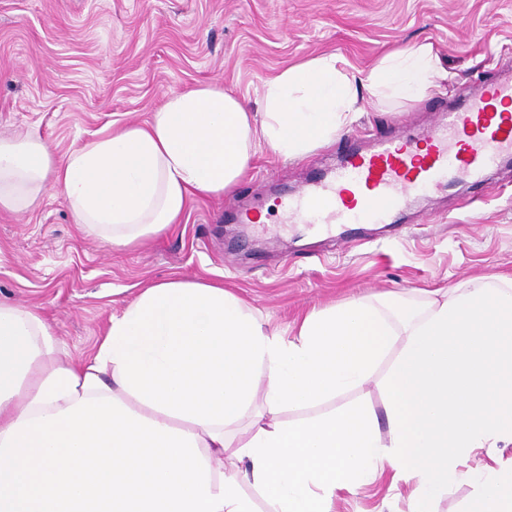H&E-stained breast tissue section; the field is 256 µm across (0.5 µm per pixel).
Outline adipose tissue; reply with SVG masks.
I'll return each mask as SVG.
<instances>
[{"instance_id": "obj_1", "label": "adipose tissue", "mask_w": 512, "mask_h": 512, "mask_svg": "<svg viewBox=\"0 0 512 512\" xmlns=\"http://www.w3.org/2000/svg\"><path fill=\"white\" fill-rule=\"evenodd\" d=\"M429 47L343 72L336 55L285 69L249 111L218 86L166 95L150 120L56 157L42 140L0 139V210L60 195L75 223L128 246L179 223L191 197H220L259 146L292 159L329 144L358 91L425 92ZM42 315L0 302V512H333L336 494L384 474L413 483L408 512L466 480L469 512H512V466L469 467L512 445V278L307 313L293 338L267 329L220 282L170 280L112 315L96 354L58 361ZM391 366L375 372L383 360ZM379 379L367 405L296 423ZM252 418L235 441L230 426Z\"/></svg>"}]
</instances>
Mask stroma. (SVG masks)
Wrapping results in <instances>:
<instances>
[{
	"instance_id": "obj_1",
	"label": "stroma",
	"mask_w": 512,
	"mask_h": 512,
	"mask_svg": "<svg viewBox=\"0 0 512 512\" xmlns=\"http://www.w3.org/2000/svg\"><path fill=\"white\" fill-rule=\"evenodd\" d=\"M430 46L448 78L411 100L363 93L329 146L283 161L258 149L221 198L194 199L182 223L108 248L47 195L0 212V300L39 308L60 360L95 355L112 313L168 280L220 281L264 328L383 293L415 305L434 288L512 277V166L482 183L420 188L391 224L316 233L292 224L284 198L371 138L412 133L435 113L512 79V0H0V136L29 134L65 156L109 127L148 121L165 94L218 85L250 109L265 80L333 54L343 71ZM264 222L237 223L243 211ZM411 484L389 478L336 496L334 512H406Z\"/></svg>"
}]
</instances>
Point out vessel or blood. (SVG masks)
<instances>
[{
    "label": "vessel or blood",
    "mask_w": 512,
    "mask_h": 512,
    "mask_svg": "<svg viewBox=\"0 0 512 512\" xmlns=\"http://www.w3.org/2000/svg\"><path fill=\"white\" fill-rule=\"evenodd\" d=\"M512 154V81L482 91L440 113L420 133L394 136L349 153L331 178L288 198L293 224H390L421 186L478 179Z\"/></svg>",
    "instance_id": "obj_1"
}]
</instances>
